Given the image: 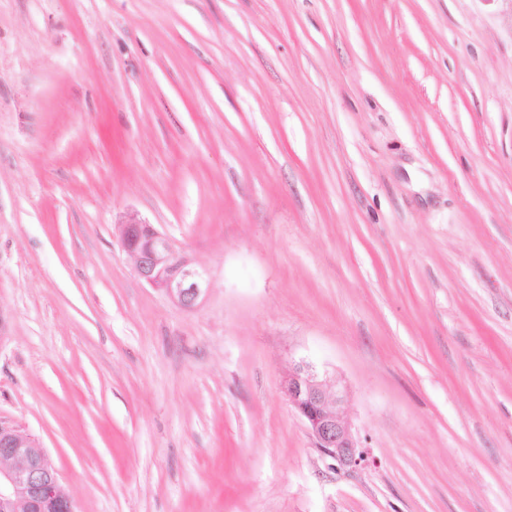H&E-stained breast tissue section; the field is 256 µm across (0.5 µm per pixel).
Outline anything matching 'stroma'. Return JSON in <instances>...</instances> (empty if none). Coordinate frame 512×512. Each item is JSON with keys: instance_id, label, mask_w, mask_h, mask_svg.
<instances>
[{"instance_id": "1", "label": "stroma", "mask_w": 512, "mask_h": 512, "mask_svg": "<svg viewBox=\"0 0 512 512\" xmlns=\"http://www.w3.org/2000/svg\"><path fill=\"white\" fill-rule=\"evenodd\" d=\"M0 317L78 512H512V0H0ZM116 227L138 278L161 290L179 307L195 309L207 290V272L181 253L153 224L131 215ZM285 393L306 424L315 448L338 467L355 470L369 463L368 452L357 439L354 426L340 412L343 396L329 392L322 372L310 361L300 360L288 373Z\"/></svg>"}]
</instances>
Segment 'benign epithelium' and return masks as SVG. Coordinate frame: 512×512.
Masks as SVG:
<instances>
[{
    "instance_id": "7a95c632",
    "label": "benign epithelium",
    "mask_w": 512,
    "mask_h": 512,
    "mask_svg": "<svg viewBox=\"0 0 512 512\" xmlns=\"http://www.w3.org/2000/svg\"><path fill=\"white\" fill-rule=\"evenodd\" d=\"M123 250L140 280L185 310L195 309L208 286L207 272L181 253L154 225L131 215L117 224ZM285 393L306 424L315 447L338 467L369 463L354 426L340 412L341 392L326 388L322 372L300 360L288 373ZM0 512H77L59 474L37 439L0 422Z\"/></svg>"
}]
</instances>
